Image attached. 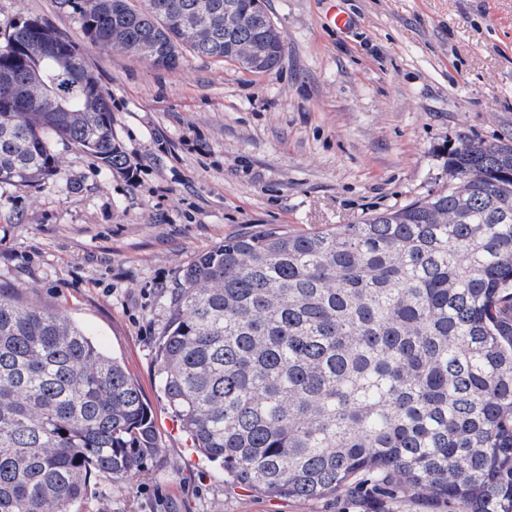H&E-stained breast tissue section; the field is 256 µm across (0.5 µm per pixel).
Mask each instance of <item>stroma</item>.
<instances>
[{
	"instance_id": "1",
	"label": "stroma",
	"mask_w": 512,
	"mask_h": 512,
	"mask_svg": "<svg viewBox=\"0 0 512 512\" xmlns=\"http://www.w3.org/2000/svg\"><path fill=\"white\" fill-rule=\"evenodd\" d=\"M264 0L286 48L254 75L186 54L173 70L85 45L129 160L60 140L59 173L0 185V293L59 308L117 357L150 406L157 451L135 484L102 476L75 512H423L368 492L274 498L225 481L159 389L156 350L186 265L241 233L351 224L448 181L458 136L512 142V0ZM81 40L57 0H0Z\"/></svg>"
}]
</instances>
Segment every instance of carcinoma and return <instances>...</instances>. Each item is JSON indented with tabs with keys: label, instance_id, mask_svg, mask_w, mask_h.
<instances>
[{
	"label": "carcinoma",
	"instance_id": "cac0c4a2",
	"mask_svg": "<svg viewBox=\"0 0 512 512\" xmlns=\"http://www.w3.org/2000/svg\"><path fill=\"white\" fill-rule=\"evenodd\" d=\"M58 5L87 42L164 69L187 50L261 75L285 52L256 0ZM21 28V48L0 46V185L56 176L52 137L126 169L83 47L43 19ZM58 90L66 107L42 111ZM447 167L403 206L228 237L182 270L161 389L225 480L303 500L360 480L512 512V145L460 136ZM153 436L138 386L75 320L0 297V512H72L100 476L130 484Z\"/></svg>",
	"mask_w": 512,
	"mask_h": 512
}]
</instances>
